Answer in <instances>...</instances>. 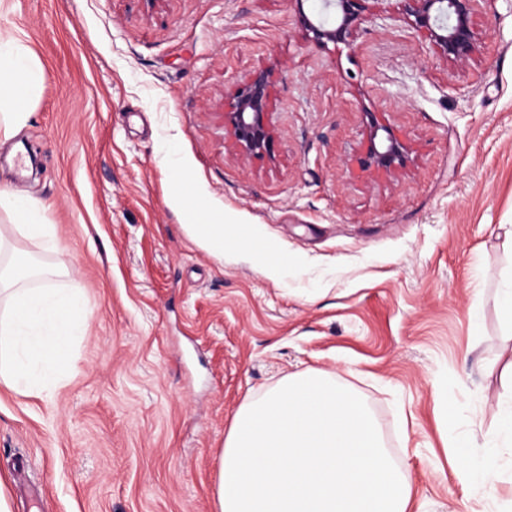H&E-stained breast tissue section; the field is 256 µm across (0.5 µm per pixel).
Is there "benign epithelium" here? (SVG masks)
Returning a JSON list of instances; mask_svg holds the SVG:
<instances>
[{
    "instance_id": "benign-epithelium-1",
    "label": "benign epithelium",
    "mask_w": 512,
    "mask_h": 512,
    "mask_svg": "<svg viewBox=\"0 0 512 512\" xmlns=\"http://www.w3.org/2000/svg\"><path fill=\"white\" fill-rule=\"evenodd\" d=\"M387 0H323V9L334 15L325 23L301 14V26L316 42L346 43L361 22L387 12ZM400 11L412 26L432 43L445 60L464 65L477 51L471 18L479 0H398ZM272 73L255 67L224 90V130L236 155L264 159L273 155L274 137L268 115L271 110ZM415 161L411 146L373 112L365 113L360 166L367 171L405 172Z\"/></svg>"
}]
</instances>
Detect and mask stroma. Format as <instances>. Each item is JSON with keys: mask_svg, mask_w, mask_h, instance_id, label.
<instances>
[{"mask_svg": "<svg viewBox=\"0 0 512 512\" xmlns=\"http://www.w3.org/2000/svg\"><path fill=\"white\" fill-rule=\"evenodd\" d=\"M38 59L29 118L0 146L58 249L0 233L78 282L88 325L60 375L0 385L12 512H215L239 407L308 370L352 387L423 512H496L448 441L481 439L512 338V0H481L478 51L441 58L403 18L306 38L318 0H11ZM274 72L272 157L224 146V90ZM408 141L401 174L359 164L363 115ZM224 227L216 257L197 224ZM503 280L506 281L505 287L499 290L497 303L506 324L510 325V331L504 336L512 335V270L505 274Z\"/></svg>", "mask_w": 512, "mask_h": 512, "instance_id": "obj_1", "label": "stroma"}]
</instances>
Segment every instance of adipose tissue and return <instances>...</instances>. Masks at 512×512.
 Here are the masks:
<instances>
[{
	"label": "adipose tissue",
	"instance_id": "ef3b65f1",
	"mask_svg": "<svg viewBox=\"0 0 512 512\" xmlns=\"http://www.w3.org/2000/svg\"><path fill=\"white\" fill-rule=\"evenodd\" d=\"M42 69L13 32L0 29V136L11 137L24 125L23 105L38 91ZM0 210L23 221L28 236L43 248L59 242L48 225L38 223L33 199L26 192L0 187ZM51 273L31 256L7 253L0 238V296L7 307L0 313V384L16 392L28 388L32 367L54 372L87 318L80 306L82 288L72 283L60 292L44 287ZM457 475L464 489L507 481L512 483V400L500 403L495 424L482 444L457 441Z\"/></svg>",
	"mask_w": 512,
	"mask_h": 512
}]
</instances>
